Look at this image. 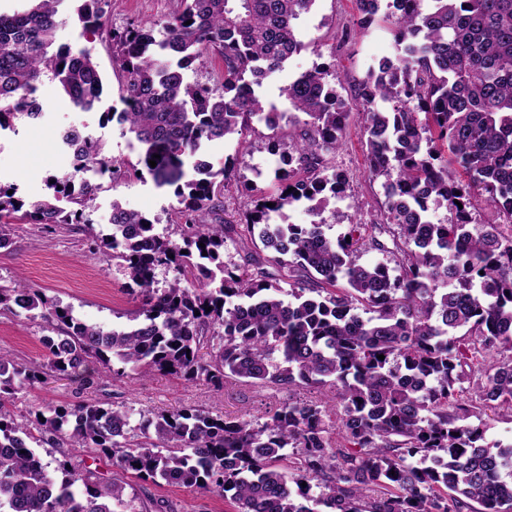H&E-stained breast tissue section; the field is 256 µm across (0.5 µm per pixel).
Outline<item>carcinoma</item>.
<instances>
[{"label":"carcinoma","instance_id":"1","mask_svg":"<svg viewBox=\"0 0 512 512\" xmlns=\"http://www.w3.org/2000/svg\"><path fill=\"white\" fill-rule=\"evenodd\" d=\"M28 2L0 13V130L42 118L47 80L83 112L104 96L93 48L56 45L62 0ZM77 2L83 29L109 34L121 135L138 158L112 160L100 140L63 130L73 172L48 176L50 193L27 201L0 185V249L11 244L15 216L93 229L84 214L99 186L74 182L90 162L113 179L147 175L173 189L177 219L173 234H159L115 198L112 233L96 236V251L134 285L131 325L106 330L35 289L0 285V311L19 307L56 332L45 338L44 362L0 357V512H125L126 483L80 470L66 453L53 467L40 448H85L154 483L229 492L238 512H512V443L468 422L512 403V359L486 364L512 349V232L502 229L512 226V0H392L396 55L369 67L355 89L368 178L383 180V223L339 212L346 238L328 236L320 219L350 189L324 159L350 117L331 81L335 65L282 87L305 119L295 121L291 150L269 142L278 192L256 195L240 218L266 255L242 270L224 265L228 222L215 202L234 167L204 164L188 180L186 160L206 142L248 147L254 120L277 126L262 83L304 47L297 21L316 0H180L171 16L121 31L108 28L110 0ZM371 2L355 0L361 32L375 21ZM215 54L224 67L213 85L187 78ZM297 204L317 220L272 223ZM483 204L495 221L475 224ZM442 205L444 223L432 218ZM369 251L390 254L395 266L358 263ZM160 267L173 271L161 288ZM92 359L119 376L129 368L191 383L305 386L319 397L288 399L262 423L192 408L136 427L127 411L88 400L32 419L5 410L50 372L92 386L82 374ZM471 376L478 383L466 400L459 383Z\"/></svg>","mask_w":512,"mask_h":512}]
</instances>
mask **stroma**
<instances>
[{"label": "stroma", "mask_w": 512, "mask_h": 512, "mask_svg": "<svg viewBox=\"0 0 512 512\" xmlns=\"http://www.w3.org/2000/svg\"><path fill=\"white\" fill-rule=\"evenodd\" d=\"M180 0H111L108 9L112 28L121 29L135 20L160 19L175 12ZM63 23L57 31V43L70 46L91 44L105 79V107L122 111L119 68L112 48L104 36H86L72 14L70 0L60 7ZM358 15L350 0H317L308 14L297 22L304 49L294 55L286 67L272 74L262 93L268 103L287 110L280 89L297 75L319 64L321 55L334 54L336 86L347 98L351 111L360 104L354 90L369 66L395 54L392 26L384 15H377L365 35L344 40L346 31L355 30ZM44 115L39 123L20 124L15 130L0 133V184L12 186L18 195L33 200L46 192V179L52 174L68 172L70 164L63 150L54 144L57 129L72 125L100 139L107 156L136 161L138 151L123 137L117 122L102 123L99 113H79L70 110L56 83L45 82L41 88ZM271 132L256 126L250 136L247 152H239L235 141L211 144L209 153L215 167L233 162L237 183L224 192L225 220L234 222L230 241L224 246V262L231 267L243 266L247 259L241 241L245 237L239 215L254 197L255 190L268 191L277 187L274 160L268 151ZM329 161L344 172L350 181L347 197L337 201V209L360 214L365 222L380 218L384 200L380 182L366 176L363 135L357 123H350L346 136ZM102 189L87 211L95 229L108 230L113 200H120L129 210L157 220V229L167 232L174 218L177 201L170 188L156 187L152 179L134 177L111 182L101 177ZM11 245L0 249V285L22 283L40 289L55 304L71 308L79 320L104 327L124 325L137 305L128 290V280L114 262L103 260L93 249V239L83 228L62 230L44 224L21 221L9 226ZM52 329L44 320L31 317L23 309L0 311V357L24 365L42 361L47 353L42 339ZM86 375L91 388L65 377L47 380L19 392L8 406L11 413L29 414L42 407L71 406L93 398L112 407L128 410L132 423H140L143 415L162 410L176 411L194 408L219 413L231 418H267L287 397L316 398V390L299 388L294 393L265 386H249L235 380L223 387L203 383L192 384L163 373L145 377L127 374L122 377L102 376L101 367L92 362ZM73 462L96 471L106 478H118L127 483L131 512H159L160 506L171 505L175 512H233L231 499L196 488L157 484L141 480L133 472L113 467L109 458L75 450Z\"/></svg>", "instance_id": "35a3bbf8"}]
</instances>
